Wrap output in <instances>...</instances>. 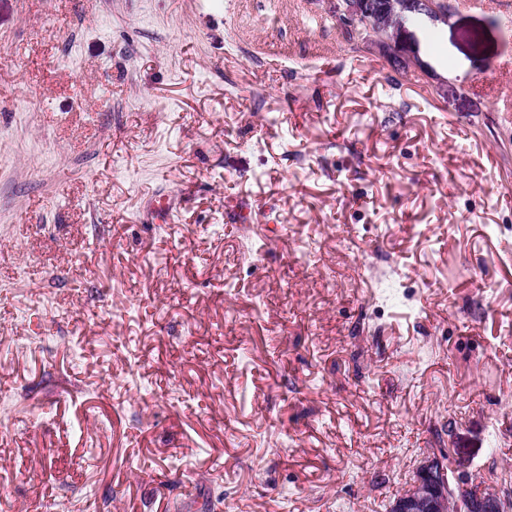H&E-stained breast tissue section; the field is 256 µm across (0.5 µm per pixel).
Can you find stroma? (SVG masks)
I'll return each instance as SVG.
<instances>
[{
    "label": "stroma",
    "instance_id": "obj_1",
    "mask_svg": "<svg viewBox=\"0 0 512 512\" xmlns=\"http://www.w3.org/2000/svg\"><path fill=\"white\" fill-rule=\"evenodd\" d=\"M497 2L401 69L316 0H0V512L512 498ZM180 208V201L177 197L166 194L153 200L148 209L151 221L155 224H166ZM444 452L433 453L420 466L413 482L395 499L390 512H510L512 501L491 491L464 495V482L448 468Z\"/></svg>",
    "mask_w": 512,
    "mask_h": 512
}]
</instances>
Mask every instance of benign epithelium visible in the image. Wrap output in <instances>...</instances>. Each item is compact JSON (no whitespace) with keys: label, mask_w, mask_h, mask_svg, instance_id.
Wrapping results in <instances>:
<instances>
[{"label":"benign epithelium","mask_w":512,"mask_h":512,"mask_svg":"<svg viewBox=\"0 0 512 512\" xmlns=\"http://www.w3.org/2000/svg\"><path fill=\"white\" fill-rule=\"evenodd\" d=\"M338 20L344 36L360 47L379 45L387 59L404 54L402 33L414 18L443 17L448 0H340ZM464 482L448 468L446 455L433 454L420 466L413 482L395 499L390 512H512V501L482 491L464 495Z\"/></svg>","instance_id":"1"}]
</instances>
